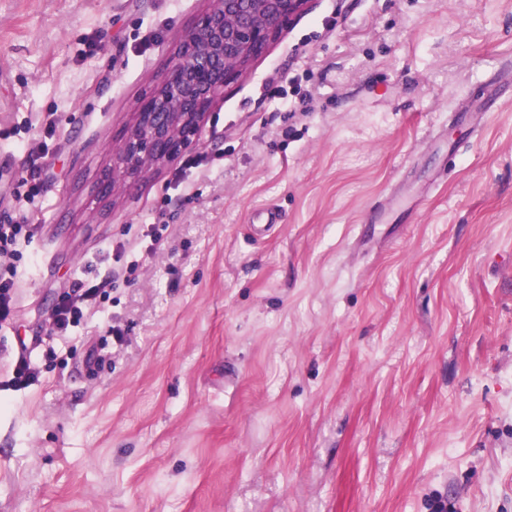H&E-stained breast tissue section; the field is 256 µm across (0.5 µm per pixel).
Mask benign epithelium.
Returning <instances> with one entry per match:
<instances>
[{
    "label": "benign epithelium",
    "instance_id": "obj_1",
    "mask_svg": "<svg viewBox=\"0 0 512 512\" xmlns=\"http://www.w3.org/2000/svg\"><path fill=\"white\" fill-rule=\"evenodd\" d=\"M309 0H213L182 37L160 85L139 102L120 135L105 196L168 166L193 149L224 87L264 56Z\"/></svg>",
    "mask_w": 512,
    "mask_h": 512
}]
</instances>
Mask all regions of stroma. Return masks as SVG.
Returning <instances> with one entry per match:
<instances>
[{
    "label": "stroma",
    "mask_w": 512,
    "mask_h": 512,
    "mask_svg": "<svg viewBox=\"0 0 512 512\" xmlns=\"http://www.w3.org/2000/svg\"><path fill=\"white\" fill-rule=\"evenodd\" d=\"M212 5L0 0V224L40 227L0 327V512H512V0H311L193 168L98 196ZM106 249L100 312L53 334ZM48 153L49 146L45 142L41 143L36 150L33 149L28 151V165L25 169V175L22 176L20 181L21 186L27 187L25 197L28 200L34 199L39 193L40 184L38 179L41 167L38 164V160L45 158Z\"/></svg>",
    "instance_id": "obj_1"
}]
</instances>
